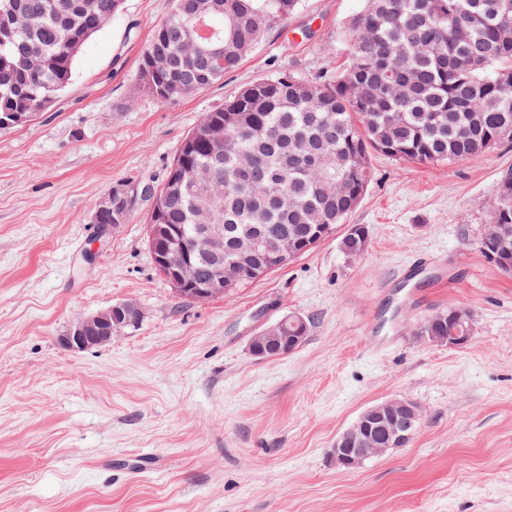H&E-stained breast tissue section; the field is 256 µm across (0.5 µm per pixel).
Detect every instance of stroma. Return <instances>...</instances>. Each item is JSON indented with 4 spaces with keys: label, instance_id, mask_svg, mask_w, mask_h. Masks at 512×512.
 Segmentation results:
<instances>
[{
    "label": "stroma",
    "instance_id": "35a3bbf8",
    "mask_svg": "<svg viewBox=\"0 0 512 512\" xmlns=\"http://www.w3.org/2000/svg\"><path fill=\"white\" fill-rule=\"evenodd\" d=\"M364 5L302 0L238 70L164 104L135 73L172 0H122L51 109L0 130V512H512V273L479 248L512 140L435 166L372 154L346 219L368 231L361 255L335 235L224 298H182L157 271L152 197L109 233L90 221L116 182L160 185L244 85L335 74ZM126 301L138 327L64 346L75 319ZM455 306L473 314L465 345L416 336ZM290 314L305 342L254 357L251 336ZM399 398L422 411L411 442L337 468V437Z\"/></svg>",
    "mask_w": 512,
    "mask_h": 512
}]
</instances>
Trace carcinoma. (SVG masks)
<instances>
[{
    "label": "carcinoma",
    "instance_id": "carcinoma-1",
    "mask_svg": "<svg viewBox=\"0 0 512 512\" xmlns=\"http://www.w3.org/2000/svg\"><path fill=\"white\" fill-rule=\"evenodd\" d=\"M61 14L30 13L15 42L0 46V118L48 110L69 86L82 32L96 34L120 0H55ZM301 0H173L138 66L137 87L163 103L202 91L237 70L265 31L286 22ZM207 13L221 63L192 66L197 49L185 36L193 10ZM350 60L332 78L291 74L260 78L197 127H224L221 140L187 135L155 198L149 224L224 225V262L233 240L259 230L266 255L278 256L281 232L310 235L318 224L345 223L370 182L368 158L438 165L487 150L486 135L512 133V12L497 0H366L349 22ZM159 55L152 84L143 70ZM254 167L252 183L238 169ZM121 205L103 224L129 220L138 189L127 182ZM512 225V176L501 180L492 216ZM448 333V310L423 319L417 335Z\"/></svg>",
    "mask_w": 512,
    "mask_h": 512
}]
</instances>
